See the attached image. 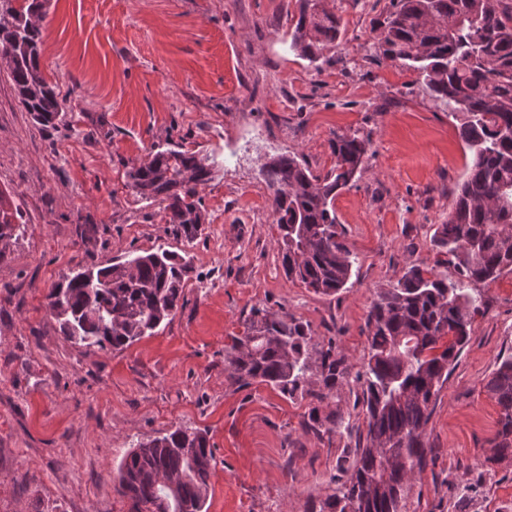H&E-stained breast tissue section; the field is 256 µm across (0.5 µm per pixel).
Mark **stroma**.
Returning a JSON list of instances; mask_svg holds the SVG:
<instances>
[{
	"instance_id": "35a3bbf8",
	"label": "stroma",
	"mask_w": 512,
	"mask_h": 512,
	"mask_svg": "<svg viewBox=\"0 0 512 512\" xmlns=\"http://www.w3.org/2000/svg\"><path fill=\"white\" fill-rule=\"evenodd\" d=\"M39 4L55 125L32 120L0 67V205L25 223L0 243V512H129L113 488L119 461L178 427L207 431L214 448L207 512H311L357 436L319 438L307 402L239 387L224 348L260 308L307 323L359 371L378 292L436 259L431 237L469 160L457 121L416 73L376 54L390 0H323L343 35L314 64L288 49L297 0ZM356 131L372 155L335 208L359 264L346 289L321 295L283 273L263 167L294 154L325 174L333 138ZM170 144L218 163L190 242L128 184ZM160 247L194 266L164 329L121 351L64 339L46 306L52 284L75 263ZM477 291L403 512H512V457H493L499 408L485 388L512 355V272Z\"/></svg>"
}]
</instances>
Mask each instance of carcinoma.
I'll use <instances>...</instances> for the list:
<instances>
[{"mask_svg":"<svg viewBox=\"0 0 512 512\" xmlns=\"http://www.w3.org/2000/svg\"><path fill=\"white\" fill-rule=\"evenodd\" d=\"M289 48L315 63L321 47L341 39V21L321 0H298ZM380 26L383 57L416 73L431 96L460 118L459 137L470 161L448 220L431 244L450 280L423 264L407 267L372 303L366 326L369 351L355 375L362 384L364 430L353 453L341 457L344 476L319 501L318 512H402L410 482L428 454L424 429L430 405L472 331L470 285L512 272V3L509 0H390ZM0 0V58L19 102L48 126L61 112L40 70V25ZM371 138L354 132L331 143L333 167L315 176L295 155L266 165V185L279 230L286 277L323 295L346 288L357 254L338 222L335 200L354 183L370 156ZM215 161L181 146L161 147L128 172L135 196L158 204L175 235L194 240L206 223L198 187L210 182ZM20 214L0 208V242L18 235ZM192 265L161 247L103 267L76 265L46 299L64 338L87 348L123 350L167 325L182 306ZM224 372L241 387L265 384L292 399H309L307 425L343 435L338 411L321 404L349 383L350 369L336 346L314 342L295 317L254 310L244 331L224 349ZM500 407L496 456L512 449V356L486 384ZM215 457L208 433L176 428L139 441L120 461L115 492L130 512H204Z\"/></svg>","mask_w":512,"mask_h":512,"instance_id":"carcinoma-1","label":"carcinoma"}]
</instances>
